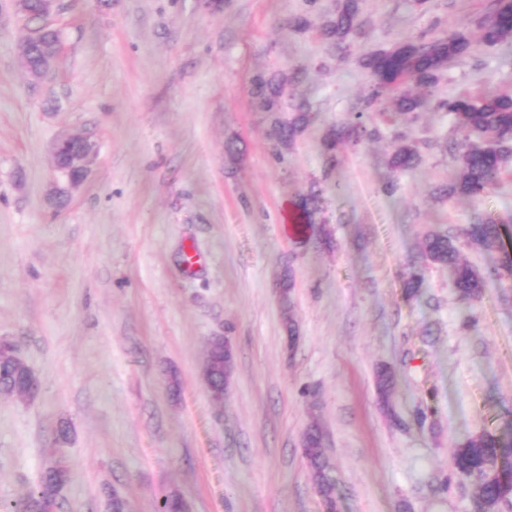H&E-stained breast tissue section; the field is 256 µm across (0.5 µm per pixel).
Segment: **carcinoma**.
Returning a JSON list of instances; mask_svg holds the SVG:
<instances>
[{
  "label": "carcinoma",
  "instance_id": "obj_1",
  "mask_svg": "<svg viewBox=\"0 0 512 512\" xmlns=\"http://www.w3.org/2000/svg\"><path fill=\"white\" fill-rule=\"evenodd\" d=\"M491 14L478 24L479 39L473 40L471 29L458 24L446 31H433L416 41L362 53L359 66L366 70L372 83L364 98L368 111L378 110L383 99L395 98L397 111L391 117L406 116L435 98L439 78L448 63L473 52L476 44L494 47L512 37V0H492ZM361 26L358 0H345L336 20L325 28L329 38H344ZM56 35L44 34L37 42L22 44L25 66L32 73L44 70L51 62ZM288 77L282 73H260L253 78L254 105L271 118L272 135L279 142H291L303 130L308 119L309 103L298 100L285 103ZM413 83L423 88L426 97L414 98L401 91L402 85ZM438 107L451 114L461 139L458 145L459 175L443 187L447 197L463 196L479 200L498 183L504 162L512 158V95L486 93L478 96L456 95L440 98ZM296 116L285 117V106ZM364 113L357 112L340 130L339 136L359 138L366 131ZM420 153L413 143L402 142L393 152L391 164L404 171L414 168ZM313 198L303 197L294 204L292 223L300 231L313 223ZM469 235L474 244L501 252L500 268L512 274V251L501 241L500 225L486 218L472 225ZM423 262L413 264L407 273V294L414 295L422 287L432 265L452 266L455 285L465 297H477L484 280L472 266L459 260L458 248L452 238L433 231L422 243ZM204 379L214 400L224 397V379L232 374L233 363L224 354V345L208 347ZM32 370L23 362L5 355L0 357V394L11 397L23 390ZM304 455L310 465L313 481L325 512H340L335 481L325 457L322 437L317 429L306 433ZM452 467L467 470L473 476L477 499L484 512H498L502 504L512 500V432L483 433L459 444L452 455ZM69 470L61 462L49 465L39 483L22 499L1 503L0 512H50L55 499L69 482Z\"/></svg>",
  "mask_w": 512,
  "mask_h": 512
}]
</instances>
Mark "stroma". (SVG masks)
<instances>
[{
  "instance_id": "obj_1",
  "label": "stroma",
  "mask_w": 512,
  "mask_h": 512,
  "mask_svg": "<svg viewBox=\"0 0 512 512\" xmlns=\"http://www.w3.org/2000/svg\"><path fill=\"white\" fill-rule=\"evenodd\" d=\"M341 2L57 0L64 52L35 81L26 22L0 0V338L41 382L34 400L0 397V502L59 460L71 480L54 512H111L116 496L128 512L166 496L188 512H322L301 453L315 426L340 512H476L451 457L512 427V275L466 230L492 218L512 248V171L483 199L439 196L456 130L433 103L336 156L325 143L363 108L361 52L476 21L488 0H360L338 46L324 26ZM273 72L311 104L287 144L251 96ZM488 87L512 94V40L452 63L438 94ZM67 135L89 136L96 159L60 207L52 148ZM400 136L420 151L413 170L390 165ZM311 192L315 223L294 235L285 207ZM439 230L484 278L480 297L445 266L407 297ZM214 336L234 357L220 403L202 376Z\"/></svg>"
}]
</instances>
